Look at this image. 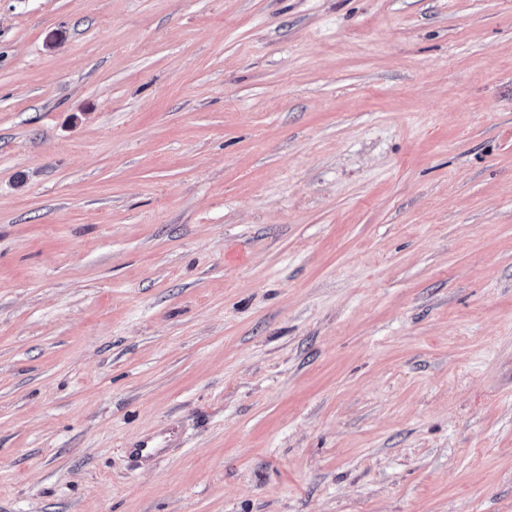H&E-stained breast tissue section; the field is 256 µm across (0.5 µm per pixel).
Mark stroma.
Wrapping results in <instances>:
<instances>
[{
    "label": "stroma",
    "mask_w": 512,
    "mask_h": 512,
    "mask_svg": "<svg viewBox=\"0 0 512 512\" xmlns=\"http://www.w3.org/2000/svg\"><path fill=\"white\" fill-rule=\"evenodd\" d=\"M0 512H512V0H0ZM178 435L174 430L164 434L144 438L130 446V453L142 460H151L161 454L165 448H171Z\"/></svg>",
    "instance_id": "stroma-1"
}]
</instances>
